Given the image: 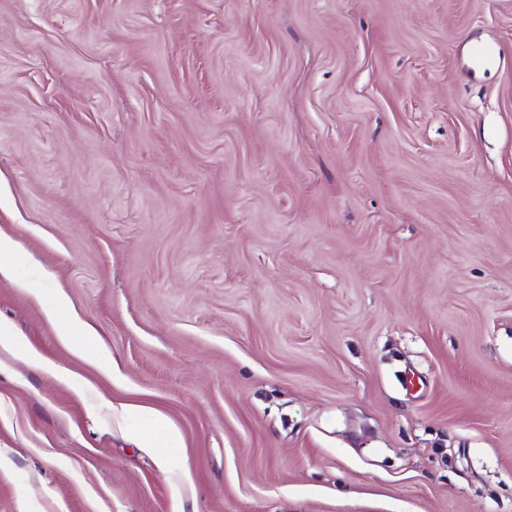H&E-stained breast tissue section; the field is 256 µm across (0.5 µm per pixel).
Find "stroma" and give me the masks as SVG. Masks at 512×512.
Returning <instances> with one entry per match:
<instances>
[{
	"instance_id": "stroma-1",
	"label": "stroma",
	"mask_w": 512,
	"mask_h": 512,
	"mask_svg": "<svg viewBox=\"0 0 512 512\" xmlns=\"http://www.w3.org/2000/svg\"><path fill=\"white\" fill-rule=\"evenodd\" d=\"M0 237V512H512V0H0ZM500 55V48L494 43L478 41L472 43L469 48L470 58L482 66L495 64ZM16 246L9 239L0 237V279L14 285H20L17 279L14 266V255ZM68 310L66 297L60 293L57 295L55 304L46 310L48 319L61 324L59 335L66 341L79 336L85 339H95L98 335L96 328L83 321L77 314L69 312L66 319L59 320V315L62 311ZM20 356L30 366L52 374L63 381H70L74 378V375L70 371L46 361L36 351L30 350L20 354Z\"/></svg>"
}]
</instances>
